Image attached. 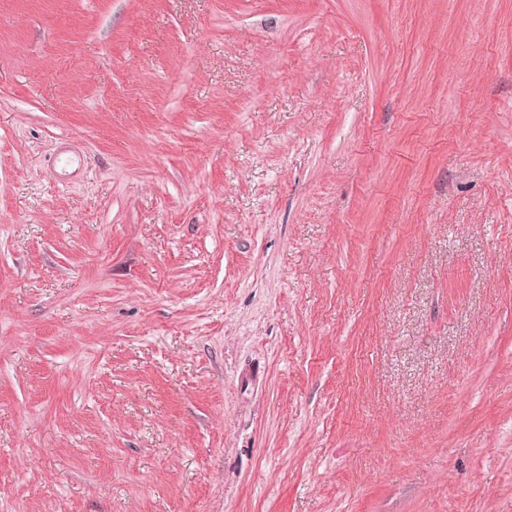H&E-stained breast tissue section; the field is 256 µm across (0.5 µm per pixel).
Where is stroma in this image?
Here are the masks:
<instances>
[{"label":"stroma","instance_id":"1","mask_svg":"<svg viewBox=\"0 0 512 512\" xmlns=\"http://www.w3.org/2000/svg\"><path fill=\"white\" fill-rule=\"evenodd\" d=\"M0 512H512V0H0Z\"/></svg>","mask_w":512,"mask_h":512}]
</instances>
